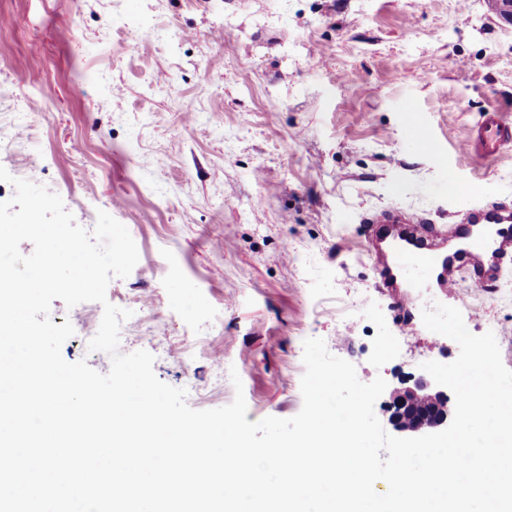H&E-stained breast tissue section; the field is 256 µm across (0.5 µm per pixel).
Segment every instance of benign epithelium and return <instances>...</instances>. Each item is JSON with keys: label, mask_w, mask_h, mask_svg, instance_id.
<instances>
[{"label": "benign epithelium", "mask_w": 512, "mask_h": 512, "mask_svg": "<svg viewBox=\"0 0 512 512\" xmlns=\"http://www.w3.org/2000/svg\"><path fill=\"white\" fill-rule=\"evenodd\" d=\"M389 422L404 437L436 433L449 426L448 395L444 387L421 380L392 392Z\"/></svg>", "instance_id": "1"}]
</instances>
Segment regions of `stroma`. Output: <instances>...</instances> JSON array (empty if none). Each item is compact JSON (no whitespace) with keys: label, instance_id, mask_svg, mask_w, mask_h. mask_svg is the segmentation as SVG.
<instances>
[{"label":"stroma","instance_id":"stroma-1","mask_svg":"<svg viewBox=\"0 0 512 512\" xmlns=\"http://www.w3.org/2000/svg\"><path fill=\"white\" fill-rule=\"evenodd\" d=\"M0 166L58 194L77 224L105 211L139 259L107 299L132 310L119 350L150 352L197 410L247 419L302 408L303 343L323 339L361 382L390 389L449 363L458 344L423 308H458L493 332L512 369V260L496 286L460 275L456 295L398 308L377 287L363 215L418 211L438 226L473 204L512 208V144L475 163L481 112L512 118V22L491 0H0ZM149 31L129 46L128 23ZM422 125L435 162L408 139ZM65 360L105 374L82 306Z\"/></svg>","mask_w":512,"mask_h":512}]
</instances>
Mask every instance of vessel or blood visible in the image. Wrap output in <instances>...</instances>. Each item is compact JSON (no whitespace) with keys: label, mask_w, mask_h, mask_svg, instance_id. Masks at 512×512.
Returning a JSON list of instances; mask_svg holds the SVG:
<instances>
[{"label":"vessel or blood","mask_w":512,"mask_h":512,"mask_svg":"<svg viewBox=\"0 0 512 512\" xmlns=\"http://www.w3.org/2000/svg\"><path fill=\"white\" fill-rule=\"evenodd\" d=\"M510 143L512 121L494 109L482 113L465 149L475 160L488 161ZM364 221L378 227L369 254L380 284L410 301L417 286L410 270L424 272L433 287L452 295L458 272L492 284L501 276L504 259L512 255V210L492 202L468 209L449 232L418 212L396 208L371 212Z\"/></svg>","instance_id":"b4317fda"}]
</instances>
